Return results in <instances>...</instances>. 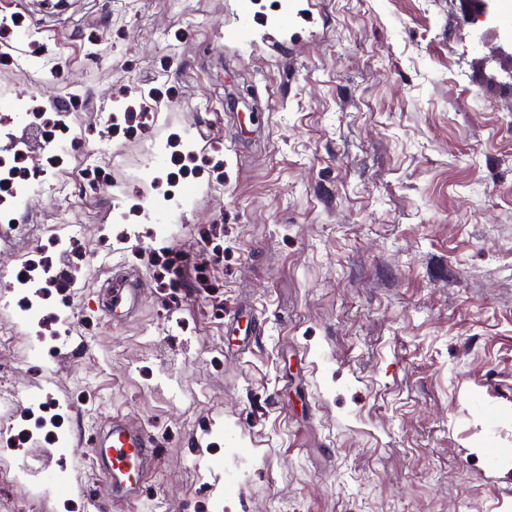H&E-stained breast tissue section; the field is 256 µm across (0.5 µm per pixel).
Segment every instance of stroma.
I'll return each instance as SVG.
<instances>
[{"mask_svg": "<svg viewBox=\"0 0 512 512\" xmlns=\"http://www.w3.org/2000/svg\"><path fill=\"white\" fill-rule=\"evenodd\" d=\"M292 32L237 0H0V113L37 89L70 100L97 194L32 199L0 271L95 270L71 297L79 354L0 350V464L15 448L66 469L53 493L0 482L29 512H94L89 451L113 418L147 429L156 465L129 512H512V41L466 33L469 0H287ZM152 92L154 119L112 135L104 106ZM193 130L187 224L107 223L146 204L152 141ZM83 224L75 247L62 215ZM111 253V262L101 260ZM140 285L111 315L108 286ZM238 485L224 488V470ZM251 1L240 0L239 12L234 25L227 31L228 40L239 44H250L254 41L255 29L251 21Z\"/></svg>", "mask_w": 512, "mask_h": 512, "instance_id": "35a3bbf8", "label": "stroma"}]
</instances>
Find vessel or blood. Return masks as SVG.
<instances>
[{"label": "vessel or blood", "mask_w": 512, "mask_h": 512, "mask_svg": "<svg viewBox=\"0 0 512 512\" xmlns=\"http://www.w3.org/2000/svg\"><path fill=\"white\" fill-rule=\"evenodd\" d=\"M250 0H239L234 25L228 40L252 43L255 29L251 21ZM94 456L105 480L112 487V497L102 503L103 512H118L120 505L140 499L154 464V451L149 433L122 420L113 421L101 440L92 442Z\"/></svg>", "instance_id": "1"}]
</instances>
